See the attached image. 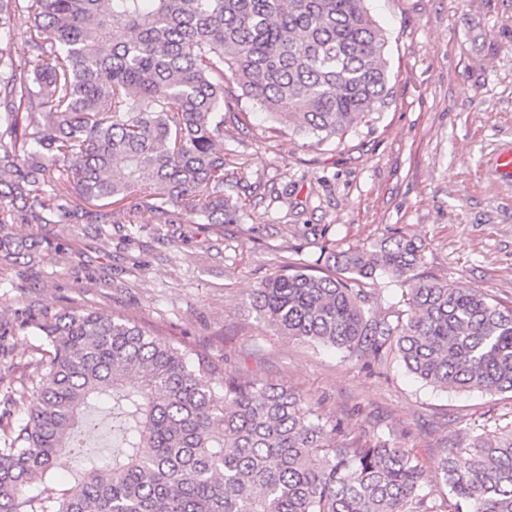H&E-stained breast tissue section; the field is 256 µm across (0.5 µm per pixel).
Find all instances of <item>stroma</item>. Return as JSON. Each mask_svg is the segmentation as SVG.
Instances as JSON below:
<instances>
[{
	"mask_svg": "<svg viewBox=\"0 0 512 512\" xmlns=\"http://www.w3.org/2000/svg\"><path fill=\"white\" fill-rule=\"evenodd\" d=\"M384 32L389 99L341 140L271 136L263 113L224 115V158L238 175L237 221L52 224L69 246L0 270V317L19 306L124 315L219 367L290 387L346 431L409 449L443 499L441 451L512 422V394L445 391L396 356L346 361L332 347L276 334L248 304L294 263L403 234L418 271L512 302V181L489 157L512 147V0H367ZM43 339L11 340L0 380L33 370Z\"/></svg>",
	"mask_w": 512,
	"mask_h": 512,
	"instance_id": "obj_1",
	"label": "stroma"
}]
</instances>
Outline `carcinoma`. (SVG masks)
I'll list each match as a JSON object with an SVG mask.
<instances>
[{
	"label": "carcinoma",
	"mask_w": 512,
	"mask_h": 512,
	"mask_svg": "<svg viewBox=\"0 0 512 512\" xmlns=\"http://www.w3.org/2000/svg\"><path fill=\"white\" fill-rule=\"evenodd\" d=\"M385 48L366 0H0V264L65 252L11 224L224 223L240 211L224 112L244 100L328 141L387 103ZM418 252L403 235L350 248L335 256L348 276L275 273L250 306L350 362L393 351L434 388L512 393V306L417 276ZM378 275L408 285L406 314L369 307L359 283ZM29 329L47 349L3 401L0 512H512V427L442 449L437 503L407 449L128 317L30 310L0 320V359ZM103 395L106 459L78 435ZM67 452L85 465L60 493L44 480Z\"/></svg>",
	"instance_id": "cac0c4a2"
}]
</instances>
